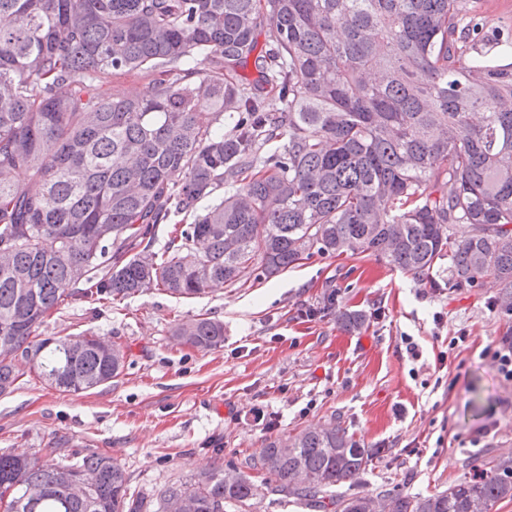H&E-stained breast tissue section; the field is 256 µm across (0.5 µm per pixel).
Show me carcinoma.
Wrapping results in <instances>:
<instances>
[{
  "instance_id": "carcinoma-1",
  "label": "carcinoma",
  "mask_w": 512,
  "mask_h": 512,
  "mask_svg": "<svg viewBox=\"0 0 512 512\" xmlns=\"http://www.w3.org/2000/svg\"><path fill=\"white\" fill-rule=\"evenodd\" d=\"M479 42L467 0H0V395L27 370L67 393L123 373L119 344L40 337L74 297L193 298L316 255H373L432 288L490 276L512 319V41L492 55ZM129 73L143 91L103 92ZM175 214L193 222L154 250ZM324 309L348 331L366 321L334 293ZM172 335L216 350L224 322L179 319ZM379 453L334 421L307 427L265 440L249 464L260 481L219 461L155 509L112 456L68 462L50 443L41 458L0 453V500L224 512L271 494L314 512H492L512 499L508 456L426 496L336 491Z\"/></svg>"
}]
</instances>
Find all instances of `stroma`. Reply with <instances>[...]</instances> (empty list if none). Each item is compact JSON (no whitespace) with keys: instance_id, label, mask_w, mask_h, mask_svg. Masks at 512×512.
<instances>
[{"instance_id":"1","label":"stroma","mask_w":512,"mask_h":512,"mask_svg":"<svg viewBox=\"0 0 512 512\" xmlns=\"http://www.w3.org/2000/svg\"><path fill=\"white\" fill-rule=\"evenodd\" d=\"M468 4L486 37L512 31V0ZM330 292L367 314L361 330L321 313ZM498 292L490 277L434 289L365 254L316 256L196 298L156 288L112 304L73 300L42 334L92 332L121 345L127 366L112 384L78 394L23 375L0 395V453L38 456L51 442L65 455L105 453L124 467L131 493L152 503L211 466L215 449L238 464L267 437L334 418L381 451L355 490L443 491L512 454V386L483 355L512 328L490 308ZM201 315L223 321V347L201 352L172 336L175 320ZM462 329L466 347L450 354Z\"/></svg>"}]
</instances>
